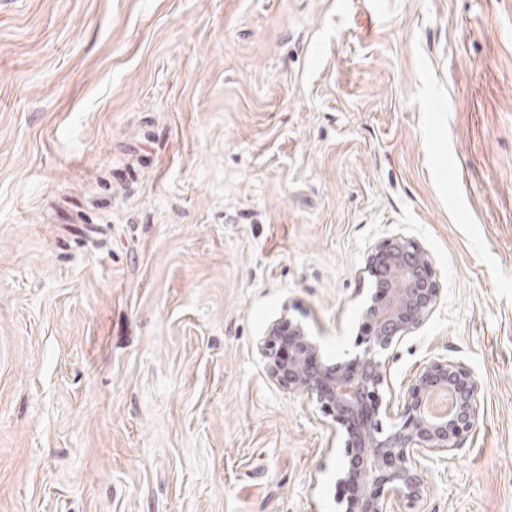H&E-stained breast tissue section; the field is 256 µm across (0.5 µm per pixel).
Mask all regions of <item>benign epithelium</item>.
I'll use <instances>...</instances> for the list:
<instances>
[{"label":"benign epithelium","instance_id":"benign-epithelium-1","mask_svg":"<svg viewBox=\"0 0 512 512\" xmlns=\"http://www.w3.org/2000/svg\"><path fill=\"white\" fill-rule=\"evenodd\" d=\"M364 271L375 291L361 310L359 353L328 362L303 324L285 315L268 325L258 350L273 384L316 401L345 434L346 462L337 472V484L349 491L338 500L344 512H390L393 501L410 507L423 499L428 463L462 447L476 430L481 404L469 369L437 358L417 366L398 397L397 422L383 428L384 356L427 323L441 288L430 253L399 235L371 249ZM445 392L454 399L451 413L432 415L431 399Z\"/></svg>","mask_w":512,"mask_h":512}]
</instances>
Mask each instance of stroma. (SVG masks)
Wrapping results in <instances>:
<instances>
[{
	"label": "stroma",
	"mask_w": 512,
	"mask_h": 512,
	"mask_svg": "<svg viewBox=\"0 0 512 512\" xmlns=\"http://www.w3.org/2000/svg\"><path fill=\"white\" fill-rule=\"evenodd\" d=\"M441 303L481 414L394 512H512V0H0V512H340L344 438L268 379L329 361L368 252Z\"/></svg>",
	"instance_id": "1"
}]
</instances>
